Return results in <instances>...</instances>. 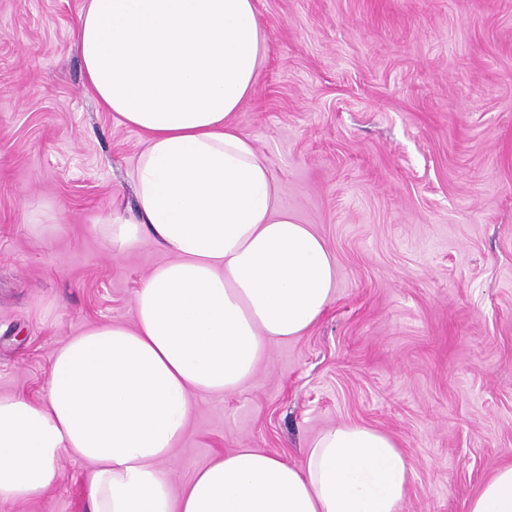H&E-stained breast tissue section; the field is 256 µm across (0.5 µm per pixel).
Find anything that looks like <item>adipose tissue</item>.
<instances>
[{"label":"adipose tissue","mask_w":512,"mask_h":512,"mask_svg":"<svg viewBox=\"0 0 512 512\" xmlns=\"http://www.w3.org/2000/svg\"><path fill=\"white\" fill-rule=\"evenodd\" d=\"M75 40L92 97L144 135L135 213L102 233L117 252L153 239L168 259L133 325L62 341L42 401L0 395V501L54 485L69 451L93 465L89 512H400L411 465L363 425L323 431L300 466L238 448L184 485L160 474L192 394L234 392L272 344L306 333L334 299L336 259L229 121L265 57L254 0H85ZM468 512H512V464Z\"/></svg>","instance_id":"obj_1"}]
</instances>
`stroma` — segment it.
Returning a JSON list of instances; mask_svg holds the SVG:
<instances>
[{
  "instance_id": "1",
  "label": "stroma",
  "mask_w": 512,
  "mask_h": 512,
  "mask_svg": "<svg viewBox=\"0 0 512 512\" xmlns=\"http://www.w3.org/2000/svg\"><path fill=\"white\" fill-rule=\"evenodd\" d=\"M83 0H0V395L40 400L61 342L132 325L166 253L117 255L137 129L87 95ZM267 43L231 117L282 206L336 257L317 323L255 378L193 395L162 474L235 448L303 464L320 432L366 425L411 467L400 512H468L512 464V0H256ZM0 512H86L89 463Z\"/></svg>"
}]
</instances>
